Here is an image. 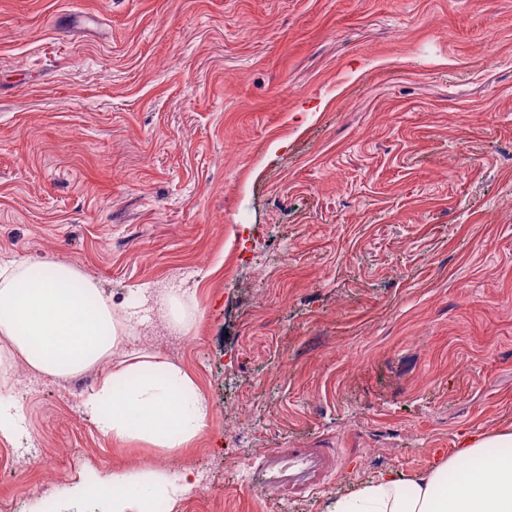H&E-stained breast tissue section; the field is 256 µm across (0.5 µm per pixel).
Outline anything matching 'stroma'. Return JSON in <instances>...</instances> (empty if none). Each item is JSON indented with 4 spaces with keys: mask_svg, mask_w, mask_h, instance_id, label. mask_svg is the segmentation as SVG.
Returning <instances> with one entry per match:
<instances>
[{
    "mask_svg": "<svg viewBox=\"0 0 512 512\" xmlns=\"http://www.w3.org/2000/svg\"><path fill=\"white\" fill-rule=\"evenodd\" d=\"M0 258L197 314L70 377L13 362L14 512H108L71 485L148 469L222 487L206 512H326L512 426V0H0ZM154 353L212 409L170 454L83 406ZM292 448L340 465L250 490ZM155 304L167 322L175 329L187 331L192 322H187L183 311L180 295L174 291H166L155 298Z\"/></svg>",
    "mask_w": 512,
    "mask_h": 512,
    "instance_id": "stroma-1",
    "label": "stroma"
}]
</instances>
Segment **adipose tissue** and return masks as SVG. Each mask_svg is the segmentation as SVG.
I'll list each match as a JSON object with an SVG mask.
<instances>
[{"instance_id": "ef3b65f1", "label": "adipose tissue", "mask_w": 512, "mask_h": 512, "mask_svg": "<svg viewBox=\"0 0 512 512\" xmlns=\"http://www.w3.org/2000/svg\"><path fill=\"white\" fill-rule=\"evenodd\" d=\"M133 318L73 266L0 261V338L9 360L22 358L39 374L66 377L99 365L122 348ZM84 407L114 439L167 450L186 447L211 422L193 377L157 354L105 376ZM190 486L186 475L176 485L159 471L116 472L111 486L77 482L70 492L109 499L111 512H149L158 495ZM328 512H512V427L470 437L429 469L379 473L336 497Z\"/></svg>"}]
</instances>
